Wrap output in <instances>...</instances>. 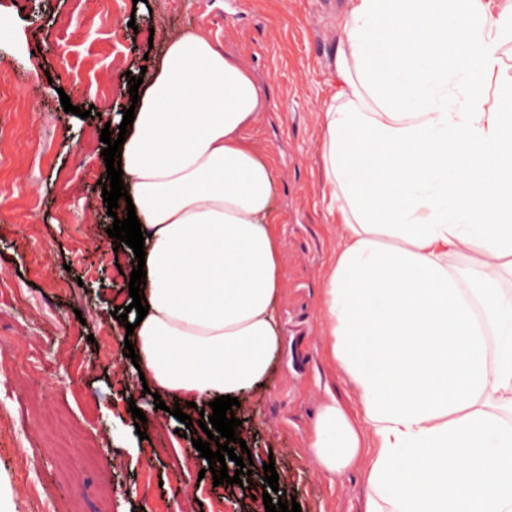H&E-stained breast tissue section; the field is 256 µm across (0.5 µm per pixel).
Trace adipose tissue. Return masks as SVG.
I'll return each mask as SVG.
<instances>
[{
	"label": "adipose tissue",
	"instance_id": "ef3b65f1",
	"mask_svg": "<svg viewBox=\"0 0 512 512\" xmlns=\"http://www.w3.org/2000/svg\"><path fill=\"white\" fill-rule=\"evenodd\" d=\"M320 114L345 232L320 297L329 399L311 455L366 459L362 512H512V0H350ZM138 88L122 180L145 236L140 370L186 404L242 397L281 338L275 175L242 136L265 107L204 31L166 38Z\"/></svg>",
	"mask_w": 512,
	"mask_h": 512
}]
</instances>
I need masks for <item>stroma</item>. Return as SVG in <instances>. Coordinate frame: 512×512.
<instances>
[{"instance_id": "35a3bbf8", "label": "stroma", "mask_w": 512, "mask_h": 512, "mask_svg": "<svg viewBox=\"0 0 512 512\" xmlns=\"http://www.w3.org/2000/svg\"><path fill=\"white\" fill-rule=\"evenodd\" d=\"M346 0H123L115 16L88 0H0V502L7 512H248V498L186 465L187 439L168 412L129 410L125 330L114 298L130 282L107 234V176L94 116L110 112L127 72L154 67L165 43L205 30L268 99L243 137L275 172L267 216L282 257V341L266 388L241 402L252 487L274 462L301 512H360L365 469L326 478L307 448L320 403L350 415L359 394L327 356L322 273L343 235L323 203L319 116ZM124 24L121 41L112 23Z\"/></svg>"}]
</instances>
